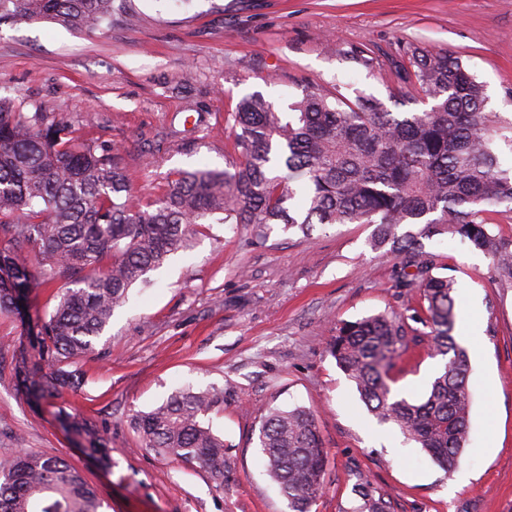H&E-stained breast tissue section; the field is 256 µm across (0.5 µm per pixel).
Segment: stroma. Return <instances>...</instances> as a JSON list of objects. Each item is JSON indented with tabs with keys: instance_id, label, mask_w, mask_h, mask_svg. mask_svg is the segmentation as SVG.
<instances>
[{
	"instance_id": "stroma-1",
	"label": "stroma",
	"mask_w": 512,
	"mask_h": 512,
	"mask_svg": "<svg viewBox=\"0 0 512 512\" xmlns=\"http://www.w3.org/2000/svg\"><path fill=\"white\" fill-rule=\"evenodd\" d=\"M459 57L485 88L487 111L512 124V0H126L94 32L51 22L0 21V97L52 112L86 138L119 149L135 203L199 163L235 160L230 115L259 92L289 111L305 83L391 111L427 103L400 70L409 44ZM192 69L194 80L182 74ZM369 224L315 229L204 224L189 250L151 272L117 307L84 383L33 409L17 392L18 319L0 313V470L19 450L67 458L107 503L105 512H288L263 474L258 433L268 407L317 412L328 450L313 512H356L359 481L389 495L394 512H512V288L490 261L457 241H426L457 281L459 314H473L474 392L465 460L446 477L394 425L381 424L328 352L337 324L406 311L398 258L372 251ZM443 365L411 346L391 372L394 393L424 396ZM217 386L208 419L235 463L216 489L198 466L142 447L132 417L185 386ZM76 409L112 442V468L54 420Z\"/></svg>"
}]
</instances>
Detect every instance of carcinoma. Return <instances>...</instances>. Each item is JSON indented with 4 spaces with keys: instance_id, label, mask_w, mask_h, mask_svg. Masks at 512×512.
I'll use <instances>...</instances> for the list:
<instances>
[{
    "instance_id": "carcinoma-1",
    "label": "carcinoma",
    "mask_w": 512,
    "mask_h": 512,
    "mask_svg": "<svg viewBox=\"0 0 512 512\" xmlns=\"http://www.w3.org/2000/svg\"><path fill=\"white\" fill-rule=\"evenodd\" d=\"M117 0H0V20L52 22L93 32L112 21ZM404 80L430 109L391 112L377 99L329 100L306 84L285 121L260 94L244 97L233 120L236 161L224 170L181 171L147 209L136 208L118 149L83 136L47 112L0 98V311L21 322L16 387L33 406L80 384L76 362L96 352L114 309L169 256L190 248L210 217L224 224H371V247L400 259L399 283L419 294L407 316L393 310L343 322L328 350L382 424L396 425L446 474L462 465L470 434L469 358L453 335L455 281L434 275L423 240L458 239L490 260L494 280L512 288V234L483 214L512 207V168L501 167L485 93L457 58L410 45ZM30 249L36 262L18 259ZM57 304L31 325L26 304L44 286ZM423 326L418 329L410 322ZM427 341L446 359L426 396L397 397L390 372L409 343ZM188 387L133 418L146 448L197 465L219 490L229 485L230 447L204 418L223 397ZM56 420L112 467L111 441L65 406ZM259 459L288 512H312L324 488L327 451L316 414L272 408L259 428ZM359 512H393L365 480ZM103 500L68 460L21 451L0 479V512H102Z\"/></svg>"
}]
</instances>
